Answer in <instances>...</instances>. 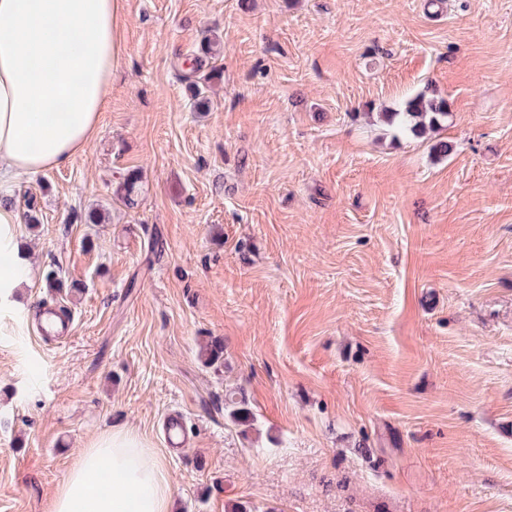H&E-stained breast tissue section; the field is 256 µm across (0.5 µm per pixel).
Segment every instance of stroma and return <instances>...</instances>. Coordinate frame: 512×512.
I'll use <instances>...</instances> for the list:
<instances>
[{
    "instance_id": "1",
    "label": "stroma",
    "mask_w": 512,
    "mask_h": 512,
    "mask_svg": "<svg viewBox=\"0 0 512 512\" xmlns=\"http://www.w3.org/2000/svg\"><path fill=\"white\" fill-rule=\"evenodd\" d=\"M121 5L95 142L8 190L37 221L0 288V512H50L116 428L172 512H512V0ZM421 91L447 158L377 118ZM224 406L229 416L241 424H251L254 421L253 413L248 408L244 398H238L235 392L225 395ZM165 445L170 450L186 446L188 430L186 417L182 412H173L167 415L164 421Z\"/></svg>"
}]
</instances>
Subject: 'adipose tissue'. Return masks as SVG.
<instances>
[{"mask_svg": "<svg viewBox=\"0 0 512 512\" xmlns=\"http://www.w3.org/2000/svg\"><path fill=\"white\" fill-rule=\"evenodd\" d=\"M119 0H0V186L59 167L92 144L119 60ZM0 202V288L29 277ZM112 485L96 481L101 464ZM162 460L131 429L99 435L69 469L51 512H170Z\"/></svg>", "mask_w": 512, "mask_h": 512, "instance_id": "ef3b65f1", "label": "adipose tissue"}]
</instances>
